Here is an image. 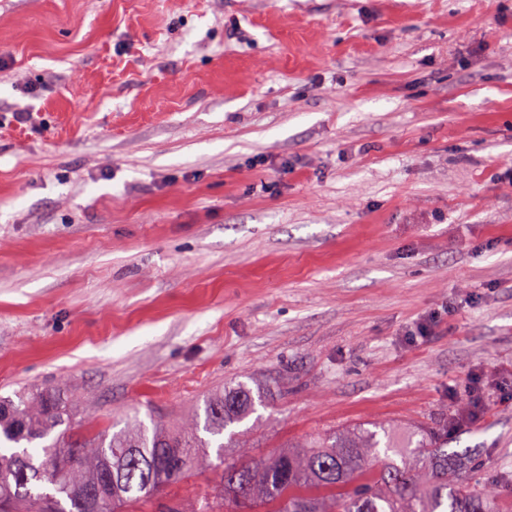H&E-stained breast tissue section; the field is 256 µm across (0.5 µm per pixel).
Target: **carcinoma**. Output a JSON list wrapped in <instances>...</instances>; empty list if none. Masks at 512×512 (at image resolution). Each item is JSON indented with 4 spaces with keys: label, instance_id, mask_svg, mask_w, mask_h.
Listing matches in <instances>:
<instances>
[{
    "label": "carcinoma",
    "instance_id": "obj_1",
    "mask_svg": "<svg viewBox=\"0 0 512 512\" xmlns=\"http://www.w3.org/2000/svg\"><path fill=\"white\" fill-rule=\"evenodd\" d=\"M265 404L239 382L206 396L204 414L177 428L135 414L109 434L73 421L58 387L1 396L0 437L26 446L0 452V512H142L204 463L220 471L213 500L168 499L161 512H493L495 489L448 481V466L463 473L465 464L448 463L442 438L421 429L402 451L385 430L360 426L226 461L224 449L242 447L233 426Z\"/></svg>",
    "mask_w": 512,
    "mask_h": 512
}]
</instances>
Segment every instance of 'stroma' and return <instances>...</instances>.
<instances>
[{
	"mask_svg": "<svg viewBox=\"0 0 512 512\" xmlns=\"http://www.w3.org/2000/svg\"><path fill=\"white\" fill-rule=\"evenodd\" d=\"M239 380L227 460L419 427L512 512V0H0V395Z\"/></svg>",
	"mask_w": 512,
	"mask_h": 512,
	"instance_id": "1",
	"label": "stroma"
}]
</instances>
